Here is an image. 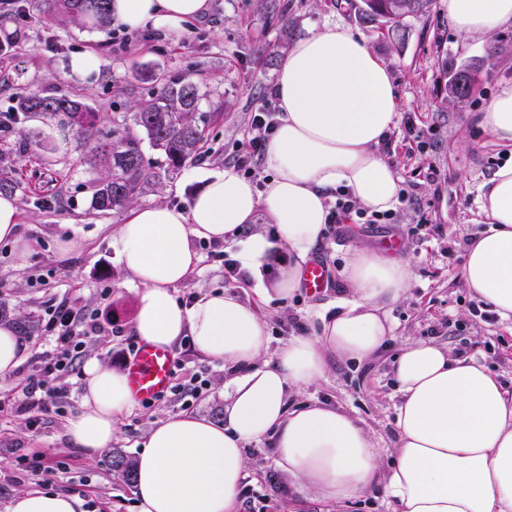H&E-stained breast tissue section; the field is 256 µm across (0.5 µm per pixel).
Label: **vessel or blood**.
Listing matches in <instances>:
<instances>
[{
  "label": "vessel or blood",
  "instance_id": "vessel-or-blood-1",
  "mask_svg": "<svg viewBox=\"0 0 512 512\" xmlns=\"http://www.w3.org/2000/svg\"><path fill=\"white\" fill-rule=\"evenodd\" d=\"M303 286L308 293L318 296L328 286L326 266L310 261L303 272ZM172 350L145 341L138 342L124 363L131 392L135 399L149 401L165 395L172 384Z\"/></svg>",
  "mask_w": 512,
  "mask_h": 512
}]
</instances>
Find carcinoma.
<instances>
[{"label": "carcinoma", "instance_id": "obj_1", "mask_svg": "<svg viewBox=\"0 0 512 512\" xmlns=\"http://www.w3.org/2000/svg\"><path fill=\"white\" fill-rule=\"evenodd\" d=\"M109 0H45L50 15L64 22L82 24L91 20L100 28H110L113 19ZM433 0H361L360 19L367 24H391L400 28L407 17L429 13ZM487 59L459 68L448 82V100L469 96L474 83V71ZM201 98L199 88L183 77L162 79L155 97L135 103L133 121L144 135L128 128L104 135L96 128V113L86 103L66 94H52L44 88L28 89L17 98L15 111L25 116L41 115L60 119L75 130L80 147L90 159L104 168V177L96 182L91 196L92 209L107 213L134 202L141 188L159 183L162 174L181 168L193 159L203 140V131L196 121ZM165 157L163 172L145 164L143 140ZM112 466L125 480H134L135 464L117 451Z\"/></svg>", "mask_w": 512, "mask_h": 512}]
</instances>
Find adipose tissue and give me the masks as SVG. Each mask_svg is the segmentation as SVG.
<instances>
[{"label": "adipose tissue", "mask_w": 512, "mask_h": 512, "mask_svg": "<svg viewBox=\"0 0 512 512\" xmlns=\"http://www.w3.org/2000/svg\"><path fill=\"white\" fill-rule=\"evenodd\" d=\"M207 0H111L114 21L177 30L199 18ZM461 34L497 33L512 23V0H448ZM280 124L269 140L264 185L228 170L208 179L188 207L132 208L111 248L141 289L133 321L138 339L174 348L190 338L201 355L235 371L224 387L223 423L177 414L149 433L135 465L137 512H239L245 447L276 438L279 465L321 499L346 503L383 487L398 512H512V396L472 358L449 356L432 341L407 344L393 364L401 395L398 447L384 462L360 421L334 406H293L291 390L323 378L328 353L362 360L393 333L385 310L409 285L400 258L354 250L343 275L354 299L325 320L320 336H294L263 362L270 336L257 303L224 291L192 305L174 293L198 258L191 239L230 242L254 278L257 302L301 286L302 267L321 243L328 192L344 187L360 208L393 210L400 179L378 147L394 124L398 100L387 66L369 42L334 25L296 41L275 84ZM479 125L512 145V86L480 115ZM490 229L474 238L462 269L467 288L512 320V162L483 185ZM275 237L255 231L257 219ZM287 250V264L275 256ZM135 403L124 372L98 361L84 367L81 409L65 431L85 457L112 443L119 417ZM83 500L58 491L16 494L6 512H84Z\"/></svg>", "instance_id": "ef3b65f1"}]
</instances>
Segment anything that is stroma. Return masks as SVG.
I'll return each instance as SVG.
<instances>
[{"label": "stroma", "instance_id": "35a3bbf8", "mask_svg": "<svg viewBox=\"0 0 512 512\" xmlns=\"http://www.w3.org/2000/svg\"><path fill=\"white\" fill-rule=\"evenodd\" d=\"M359 0H209L208 11L187 24L183 35L145 27L113 31L66 24L47 15L43 0H0V41L14 40L11 55H0V114L24 88L54 87L85 101L98 114L102 133L132 123L130 106L148 99L154 84L147 72L188 75L203 97L196 114L204 138L195 160L147 185L136 203L187 206L206 177L234 168L239 144L256 108L274 88L290 43L327 27L345 24L366 37L389 68L399 108L379 151L401 180L402 194L388 224L352 225L346 237L324 239L315 257L326 258L335 273L334 288L319 297L305 289L288 299L261 304L270 342L264 355L273 360L293 336L317 337L323 316L341 311L351 289L341 271L354 249L392 252L411 270L408 288L389 306L393 334L371 359L328 357L324 378L293 390L294 404L320 401L341 407L359 419L384 453L398 442L399 393L392 362L408 343L431 340L454 356L471 357L497 375L512 394V322L493 312L465 287L461 273L470 241L486 231L480 211L482 186L494 170L512 161V147L475 124L502 86L512 85V26L492 38L459 34L448 20L445 0L431 11L405 20L404 35L390 26H369L359 18ZM94 57L89 74L72 72L74 55ZM484 67L471 94L448 99L452 71L478 58ZM61 124L16 116L0 127V177L17 181L14 194L19 229L30 243L24 268L16 266L14 246L0 242V323L16 325L26 348L47 349L46 311L61 297L112 327L89 344L87 357L122 369L130 345L137 286L110 247V238L126 217L90 207L92 186L103 172L85 156L76 137L59 140ZM413 138H406V128ZM43 148L23 149V139ZM76 240L77 249L61 242ZM395 249H387L388 241ZM198 264L175 293L179 300L224 286V259L191 239ZM175 365L169 392L150 402H135L116 423L112 447L86 458L65 435L67 420L81 408L82 363L67 375L71 394L45 414L39 428L0 415V512L20 491L38 490L36 478L14 469L19 454L39 455L64 464L65 479L52 490L76 493L87 512H136L132 484L112 468L113 450L136 457L150 430L177 413L224 420V382L231 376L223 362L199 355L190 340L173 350ZM246 477L240 512H394V502L377 488L354 502L320 501L276 463L272 437L247 445Z\"/></svg>", "mask_w": 512, "mask_h": 512}]
</instances>
